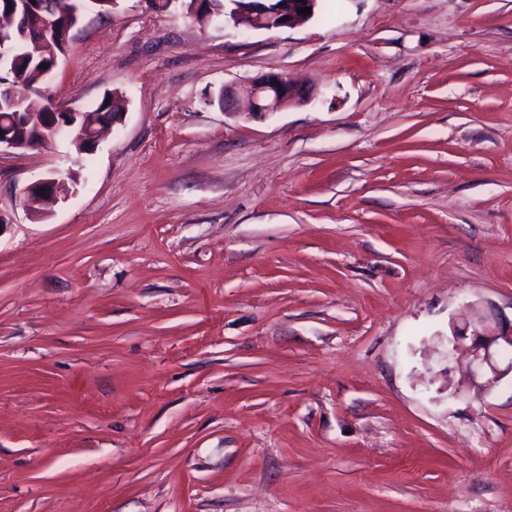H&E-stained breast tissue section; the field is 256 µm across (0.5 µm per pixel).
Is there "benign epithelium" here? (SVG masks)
I'll return each mask as SVG.
<instances>
[{
  "label": "benign epithelium",
  "mask_w": 512,
  "mask_h": 512,
  "mask_svg": "<svg viewBox=\"0 0 512 512\" xmlns=\"http://www.w3.org/2000/svg\"><path fill=\"white\" fill-rule=\"evenodd\" d=\"M9 25H4L0 15V71L10 65L12 48L33 42L42 48L57 44L68 47L71 33L81 20L75 15V22L63 23L41 14L42 0H10ZM237 3L231 20L237 26L244 24L251 30H272L289 28L310 19V16L298 12V9L315 8L317 0H283L276 7L272 0H233ZM234 98L237 110L250 117H261L279 112L290 105L310 97V92L296 85L286 73L269 72L263 74L248 85L228 94L221 89L218 102L226 106L229 98ZM39 98L46 111L41 114L26 112L27 103ZM10 111V115L0 118L8 129L0 131V152L22 151L33 147L46 146L66 133L71 145L95 148L101 130L110 124L108 120L80 122L86 113L66 108L55 102L49 95L32 84H23L18 79L13 82L0 80V111ZM74 189L63 178H48L33 182L23 191L22 203L31 216L42 217L38 205L49 204L67 199ZM466 345L469 357L464 383L478 389L488 390L494 387L504 376L512 373V364L501 366L498 363L499 352L512 347V327L504 329L499 323L488 322V317H468L452 325L448 340V352Z\"/></svg>",
  "instance_id": "1"
}]
</instances>
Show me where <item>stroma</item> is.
I'll list each match as a JSON object with an SVG mask.
<instances>
[{
  "instance_id": "obj_1",
  "label": "stroma",
  "mask_w": 512,
  "mask_h": 512,
  "mask_svg": "<svg viewBox=\"0 0 512 512\" xmlns=\"http://www.w3.org/2000/svg\"><path fill=\"white\" fill-rule=\"evenodd\" d=\"M273 71L311 98L215 103ZM42 87L126 106L0 154V512H512V374L448 350L512 321V0H115ZM242 2L237 4L236 11L230 18L236 26L245 24L251 30H272L277 28H289L307 22L313 15L318 0H282L283 3L276 7L270 2L277 0H230ZM311 8L310 15L299 13V8ZM247 19L244 21L242 19ZM41 190H45L44 196H41ZM73 192L74 189L70 188L68 182L63 178L43 179L26 186L23 191L22 203L28 208L31 216L43 217L44 213L35 206L36 204L66 200ZM467 340H470L469 345ZM465 343L469 360L464 383L477 390H488L509 372L512 373V364L502 368L498 363L501 349L510 347L512 350V322L507 331L499 322L492 324L488 317L479 314L474 321L465 317L453 322L448 340L449 352L456 351Z\"/></svg>"
}]
</instances>
